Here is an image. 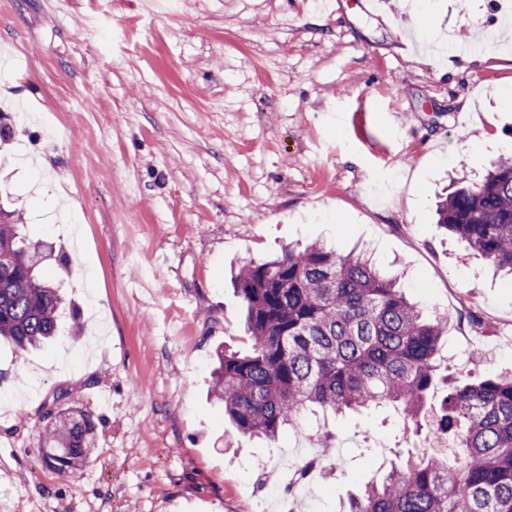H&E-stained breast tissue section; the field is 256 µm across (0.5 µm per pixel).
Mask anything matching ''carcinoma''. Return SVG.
I'll list each match as a JSON object with an SVG mask.
<instances>
[{
	"instance_id": "obj_1",
	"label": "carcinoma",
	"mask_w": 512,
	"mask_h": 512,
	"mask_svg": "<svg viewBox=\"0 0 512 512\" xmlns=\"http://www.w3.org/2000/svg\"><path fill=\"white\" fill-rule=\"evenodd\" d=\"M438 224L499 271L512 274V155L440 201ZM23 213L0 208V340L23 354L61 333V285L43 281V252L19 235ZM251 335L248 353L217 355L211 396L243 434L276 441L307 410L342 414L396 404L433 454L394 465L349 501L346 512H512V378L450 385L441 414L422 402L434 381L447 319L428 321L368 260L323 244L245 263L235 276ZM96 422L60 409L38 430L46 467L78 474Z\"/></svg>"
}]
</instances>
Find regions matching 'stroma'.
Here are the masks:
<instances>
[{"mask_svg": "<svg viewBox=\"0 0 512 512\" xmlns=\"http://www.w3.org/2000/svg\"><path fill=\"white\" fill-rule=\"evenodd\" d=\"M384 2L0 0V188L84 323L0 343V512H345L421 456L392 404L270 443L212 401L217 353L250 345L231 272L291 245L363 251L447 318L427 417L447 384L512 375V278L435 222L512 149V47L456 50L512 0ZM71 406L95 450L63 479L38 428ZM302 446L322 466L291 498Z\"/></svg>", "mask_w": 512, "mask_h": 512, "instance_id": "obj_1", "label": "stroma"}]
</instances>
